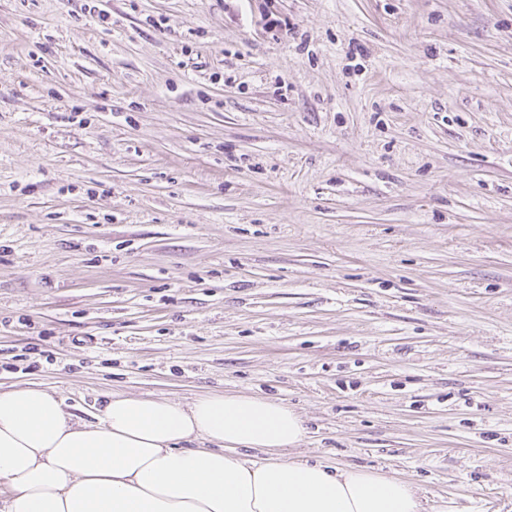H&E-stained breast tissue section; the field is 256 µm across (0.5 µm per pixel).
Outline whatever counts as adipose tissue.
I'll return each mask as SVG.
<instances>
[{
	"mask_svg": "<svg viewBox=\"0 0 512 512\" xmlns=\"http://www.w3.org/2000/svg\"><path fill=\"white\" fill-rule=\"evenodd\" d=\"M305 435L255 395L115 394L85 423L39 386L0 387V512H421L409 482L288 458Z\"/></svg>",
	"mask_w": 512,
	"mask_h": 512,
	"instance_id": "ef3b65f1",
	"label": "adipose tissue"
}]
</instances>
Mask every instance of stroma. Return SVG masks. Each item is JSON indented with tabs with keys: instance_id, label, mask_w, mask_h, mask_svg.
I'll return each instance as SVG.
<instances>
[{
	"instance_id": "stroma-1",
	"label": "stroma",
	"mask_w": 512,
	"mask_h": 512,
	"mask_svg": "<svg viewBox=\"0 0 512 512\" xmlns=\"http://www.w3.org/2000/svg\"><path fill=\"white\" fill-rule=\"evenodd\" d=\"M88 2L0 0V386L512 512V0Z\"/></svg>"
}]
</instances>
